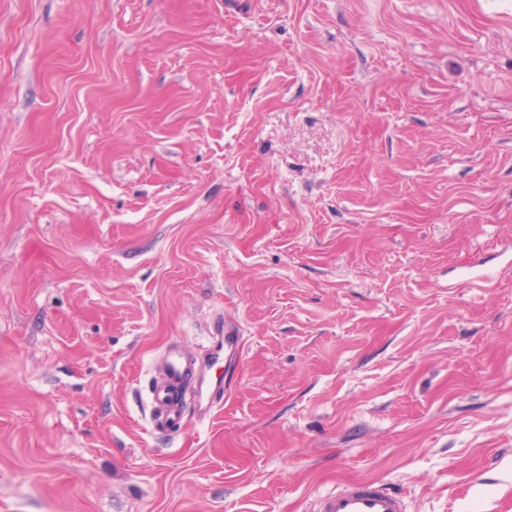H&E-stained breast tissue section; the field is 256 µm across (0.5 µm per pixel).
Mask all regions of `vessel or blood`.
<instances>
[{
	"label": "vessel or blood",
	"instance_id": "1",
	"mask_svg": "<svg viewBox=\"0 0 512 512\" xmlns=\"http://www.w3.org/2000/svg\"><path fill=\"white\" fill-rule=\"evenodd\" d=\"M164 382L155 388L158 425L174 426L181 421V401L178 391L187 382L203 388L195 362L181 352H170L165 361ZM313 512H408L400 493L375 480H358L340 484L335 492L319 498Z\"/></svg>",
	"mask_w": 512,
	"mask_h": 512
}]
</instances>
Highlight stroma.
<instances>
[{
    "label": "stroma",
    "mask_w": 512,
    "mask_h": 512,
    "mask_svg": "<svg viewBox=\"0 0 512 512\" xmlns=\"http://www.w3.org/2000/svg\"><path fill=\"white\" fill-rule=\"evenodd\" d=\"M360 478L512 512V0H0V512ZM165 381L154 390L157 405V424L161 427L174 426L181 422L182 396L178 390L195 379L200 411H209L211 404L204 403L205 380L200 376L196 363L179 351H172L165 361ZM204 407V408H202Z\"/></svg>",
    "instance_id": "1"
}]
</instances>
